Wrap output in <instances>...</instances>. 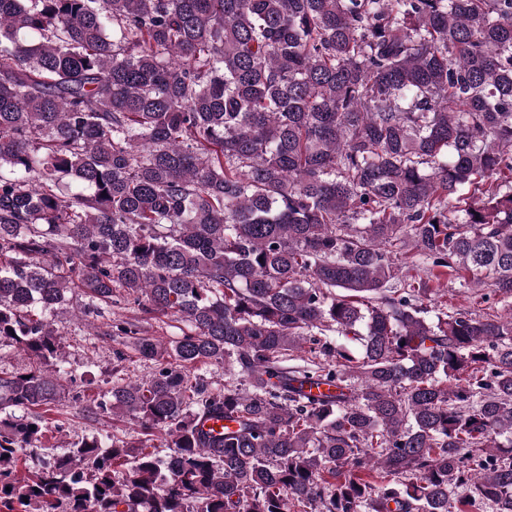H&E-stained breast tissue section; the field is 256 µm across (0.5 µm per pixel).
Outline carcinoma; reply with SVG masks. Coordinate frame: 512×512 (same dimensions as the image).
I'll use <instances>...</instances> for the list:
<instances>
[{
	"mask_svg": "<svg viewBox=\"0 0 512 512\" xmlns=\"http://www.w3.org/2000/svg\"><path fill=\"white\" fill-rule=\"evenodd\" d=\"M506 172L512 0H0V507L512 512ZM118 288L186 330L109 325L135 434L49 448L48 315ZM441 296L439 298H435L438 301V305L440 304V301L442 303L448 304V309H471L473 310V297L475 294H480L485 291H479L477 292L476 288L474 290L467 289V287H464L460 285L458 280H454L452 278H447L445 280H442L441 285Z\"/></svg>",
	"mask_w": 512,
	"mask_h": 512,
	"instance_id": "1",
	"label": "carcinoma"
}]
</instances>
